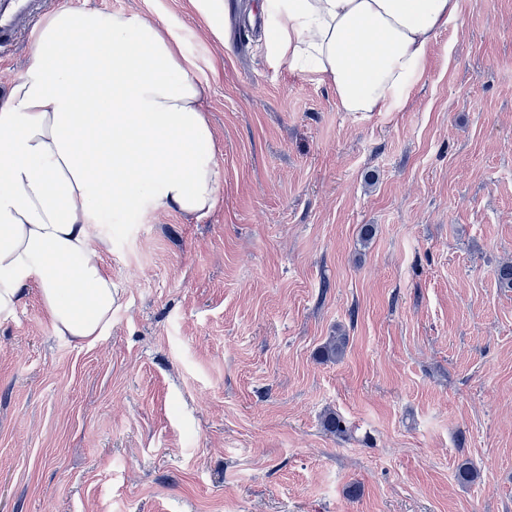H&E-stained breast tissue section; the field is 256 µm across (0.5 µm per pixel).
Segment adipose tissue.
<instances>
[{
	"label": "adipose tissue",
	"mask_w": 512,
	"mask_h": 512,
	"mask_svg": "<svg viewBox=\"0 0 512 512\" xmlns=\"http://www.w3.org/2000/svg\"><path fill=\"white\" fill-rule=\"evenodd\" d=\"M266 54L344 112L407 101L460 0H260ZM208 77L181 32L136 12L52 9L0 90V315L36 287L56 335L84 344L117 302L98 226L112 213L217 206L222 167Z\"/></svg>",
	"instance_id": "adipose-tissue-1"
}]
</instances>
